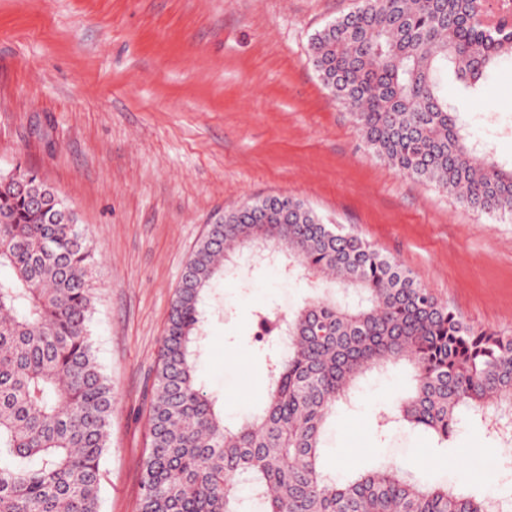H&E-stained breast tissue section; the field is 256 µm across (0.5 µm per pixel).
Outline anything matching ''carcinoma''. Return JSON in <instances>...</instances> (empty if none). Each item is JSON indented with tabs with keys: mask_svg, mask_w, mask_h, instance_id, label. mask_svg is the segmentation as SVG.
Returning a JSON list of instances; mask_svg holds the SVG:
<instances>
[{
	"mask_svg": "<svg viewBox=\"0 0 512 512\" xmlns=\"http://www.w3.org/2000/svg\"><path fill=\"white\" fill-rule=\"evenodd\" d=\"M487 0H359L309 41L314 70L366 148L479 212L512 216V169L468 142L448 68L476 85L512 57V27ZM0 175V512H100L112 384L89 336L93 249L67 202L31 171ZM288 209L275 212V202ZM288 246L287 252L278 246ZM285 254L324 289L286 315L255 314L275 344L266 401L230 427L196 382L206 307L237 249ZM405 362L414 385L388 421L447 447L462 414L512 416V336L469 323L413 273L303 200L268 195L208 225L170 305L150 403L140 512H241L243 478L264 512H493L477 489L430 484L388 462L345 484L322 440L366 373Z\"/></svg>",
	"mask_w": 512,
	"mask_h": 512,
	"instance_id": "cac0c4a2",
	"label": "carcinoma"
}]
</instances>
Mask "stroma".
Segmentation results:
<instances>
[{"instance_id": "obj_1", "label": "stroma", "mask_w": 512, "mask_h": 512, "mask_svg": "<svg viewBox=\"0 0 512 512\" xmlns=\"http://www.w3.org/2000/svg\"><path fill=\"white\" fill-rule=\"evenodd\" d=\"M356 0H0V172L36 171L94 248L89 325L112 382L101 512H139L148 403L170 304L209 224L267 195L304 200L374 243L470 321L512 334V217L479 213L400 174L363 145L307 54ZM473 138L512 167V65L476 87L448 80ZM306 272L240 263L212 294L197 369L227 424L256 410L266 363L254 313L309 294ZM406 364L363 378L338 407L323 455L336 479L393 460L460 483L492 458L490 493L512 490V456L464 421L447 450L391 423ZM458 457L462 467L452 468Z\"/></svg>"}]
</instances>
